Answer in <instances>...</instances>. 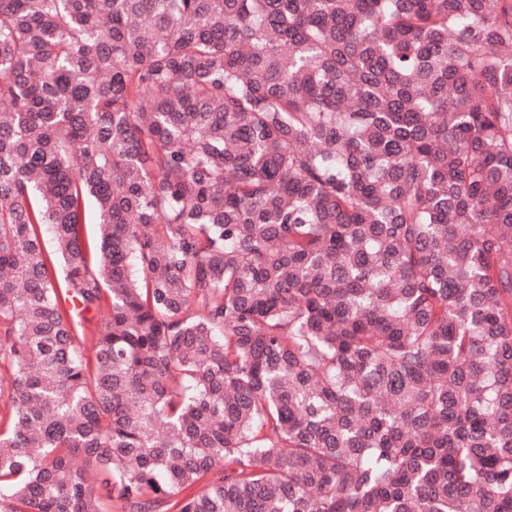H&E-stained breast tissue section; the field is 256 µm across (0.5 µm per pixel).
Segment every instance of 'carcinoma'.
<instances>
[{
  "label": "carcinoma",
  "mask_w": 512,
  "mask_h": 512,
  "mask_svg": "<svg viewBox=\"0 0 512 512\" xmlns=\"http://www.w3.org/2000/svg\"><path fill=\"white\" fill-rule=\"evenodd\" d=\"M0 104V512H512V0H0Z\"/></svg>",
  "instance_id": "1"
}]
</instances>
